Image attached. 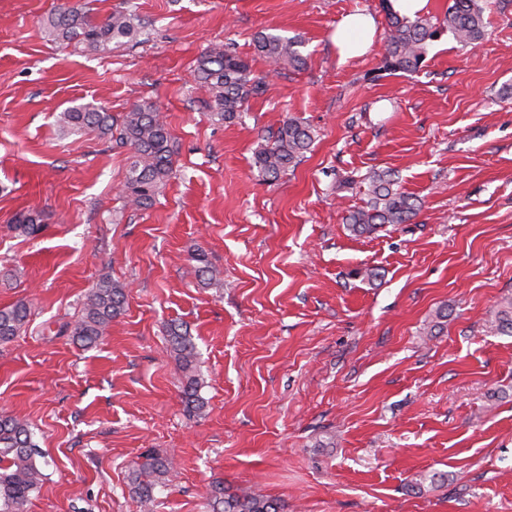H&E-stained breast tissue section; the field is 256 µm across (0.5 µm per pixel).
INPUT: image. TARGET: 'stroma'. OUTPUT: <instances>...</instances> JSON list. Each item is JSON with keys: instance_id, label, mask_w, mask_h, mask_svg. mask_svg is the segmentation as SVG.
<instances>
[{"instance_id": "35a3bbf8", "label": "stroma", "mask_w": 512, "mask_h": 512, "mask_svg": "<svg viewBox=\"0 0 512 512\" xmlns=\"http://www.w3.org/2000/svg\"><path fill=\"white\" fill-rule=\"evenodd\" d=\"M380 3L0 0V308L30 307L0 345V416L28 422L43 453L25 512H212L216 483L283 512H512V336L489 323L512 296V0H488L479 43L444 35L421 71L394 75L378 72ZM73 6L135 10L143 35L62 46L46 20ZM353 13L376 32L345 60L333 37ZM264 29L300 36L306 65L258 56ZM217 45L267 86L231 123L194 77ZM86 102L162 115L173 173L151 206L124 202L129 147L59 129ZM291 117L312 150L262 180L254 154ZM386 169L421 208L354 234L344 218ZM27 213L38 236L9 228ZM198 250L219 284L195 277ZM104 276L128 304L85 349L58 329ZM174 322L198 351L197 416ZM148 451L176 469L146 510L131 477Z\"/></svg>"}]
</instances>
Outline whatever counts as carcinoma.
Here are the masks:
<instances>
[{"label": "carcinoma", "instance_id": "cac0c4a2", "mask_svg": "<svg viewBox=\"0 0 512 512\" xmlns=\"http://www.w3.org/2000/svg\"><path fill=\"white\" fill-rule=\"evenodd\" d=\"M388 31L385 36L380 71L389 74L415 73L421 67L426 46L445 33L465 44L484 39L486 23L482 0H449L444 17L433 21L428 15L411 20L387 11ZM132 11H116L97 22L90 13L78 8H65L48 18L51 36L64 44H74L86 52H98L115 43L134 40L141 25ZM302 40L261 31L255 37L257 53L275 64L286 63L300 69L306 59L300 51ZM198 85L209 96L214 115L231 123L243 111L252 96L266 91V84L251 77L249 64L229 47H214L205 52L195 68ZM60 129L66 133L94 130L102 135L117 131L116 141L132 150L123 192L128 202L147 207L172 172L171 136L160 113L148 104L137 105L118 122L112 113L104 112L92 103L65 109L57 116ZM314 142L312 128L297 118L283 123L270 141L255 153L254 165L263 178L274 180L294 167ZM368 181L365 205L351 210L345 217L350 230L357 234H372L386 224H407L418 211L417 199L406 192L396 170L375 171ZM10 228L25 236L40 233L42 225L36 214L25 215ZM196 276L205 285L219 283V274L208 265L203 252L192 254ZM126 291L110 277L99 279L89 290L80 319L74 327L63 325L58 334L71 333L74 341L91 347L106 335L112 320L125 310ZM30 315L29 306L20 300L0 308V344L11 342L19 335ZM494 331L512 336V298L500 300L494 310ZM169 343L178 356L186 383L182 401L187 410L198 413L204 408L197 374V348L192 337L177 326L168 328ZM40 455L28 425L15 417H0V512H23L30 493L37 489L43 473L36 457ZM173 463L158 455L146 454L133 470V492L140 503L153 501L156 485L168 480ZM214 503L223 506L219 512H281L280 504L254 492L226 494L214 491Z\"/></svg>", "mask_w": 512, "mask_h": 512}]
</instances>
